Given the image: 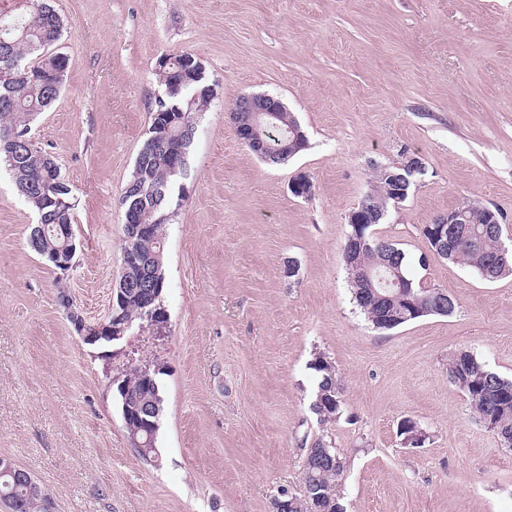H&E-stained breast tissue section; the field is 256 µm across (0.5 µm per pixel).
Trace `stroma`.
I'll return each mask as SVG.
<instances>
[{
    "mask_svg": "<svg viewBox=\"0 0 512 512\" xmlns=\"http://www.w3.org/2000/svg\"><path fill=\"white\" fill-rule=\"evenodd\" d=\"M68 57L58 100L33 122L75 198L62 272L28 246L34 215L0 174V456L53 512H273L303 490L316 440L346 458L345 512H512V448L448 378L464 349L512 379V275L494 282L435 254L420 228L467 202L501 213L512 246V0H52ZM192 54L215 96L165 226L162 330L83 342L60 303L104 320L122 271L120 193L162 91L165 54ZM279 98L309 147L265 164L225 111ZM427 167L379 236L412 275L446 289L450 316L388 331L352 301L342 246L374 168L401 149ZM309 175L307 198L292 181ZM295 276H287L289 261ZM339 418L310 410L316 356ZM156 370L159 459L139 458L113 376ZM409 418L428 434L406 445Z\"/></svg>",
    "mask_w": 512,
    "mask_h": 512,
    "instance_id": "35a3bbf8",
    "label": "stroma"
}]
</instances>
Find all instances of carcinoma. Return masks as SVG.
<instances>
[{
  "mask_svg": "<svg viewBox=\"0 0 512 512\" xmlns=\"http://www.w3.org/2000/svg\"><path fill=\"white\" fill-rule=\"evenodd\" d=\"M62 21L47 0H28L23 12L0 13V131L13 128L26 138H31V122L45 111L60 94V89L42 81L39 74L58 67H67L66 55L51 51L60 40ZM184 55L168 56L167 68L159 72L165 88L162 98L156 100L157 112H187L189 127H196L195 114L205 111L209 98L200 94L205 82L181 80ZM267 144V163L281 165L290 155L299 154L308 147L306 134L295 135L300 123L290 112H273L263 121ZM180 129L173 125L164 139H146L139 151L131 178L121 193L123 210L136 209V220L148 225L142 234L131 225L123 224L122 255L135 252L141 265H123L122 276L136 281L151 272L156 279L154 288L157 300H162L166 280L163 270L165 253L164 225L153 220L169 210L177 175L172 172L174 163L168 152V141L179 139ZM0 166L12 179L28 206L36 214L37 222L31 227L36 238H29L31 248L39 255L54 253L63 239L52 229L54 224L72 223L74 209L72 190L61 173L51 152L37 145L31 149L21 143L0 140ZM401 170L397 164L381 165L375 169L369 189L372 209L387 214L399 205L401 189L391 178ZM461 223L454 225L452 238L448 239L445 259L458 262L475 270L485 280L494 281L512 274V250L503 243V225L487 226L488 214L476 206L463 204ZM365 235L367 242L359 253V264L371 283L349 280L356 306L372 326L378 330H392L426 316H449L455 310L452 297H436L421 288L409 271L405 251L400 244L378 236L373 225L349 226V232ZM145 290L139 289L125 302V316L138 324L147 323ZM389 295L390 309L400 318L393 325L379 322L380 307L377 296ZM320 376L312 410L322 422H330L339 414L340 400L333 366L323 356L310 363ZM448 377L468 397L479 422L493 431L501 443L512 447V380L490 370L485 363L469 351H458L448 358ZM127 398L135 399L150 411L148 419L160 416L162 398L157 380L144 379L142 370L131 368L119 377ZM127 434H136L143 447L137 455L150 461L157 454L156 432L142 431L138 422H124ZM330 456L323 454L322 441L307 449L302 469L303 494L298 496L303 508L315 512H343L336 494V485L344 472V459L335 448ZM21 497L20 512H43L41 502L47 498L43 490L33 494L14 493V484L8 477L0 476V501Z\"/></svg>",
  "mask_w": 512,
  "mask_h": 512,
  "instance_id": "cac0c4a2",
  "label": "carcinoma"
}]
</instances>
